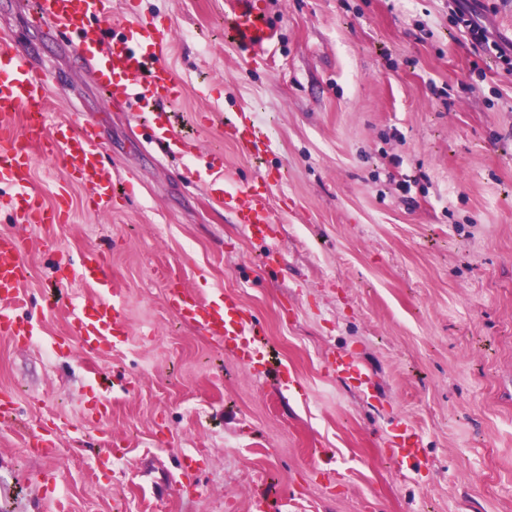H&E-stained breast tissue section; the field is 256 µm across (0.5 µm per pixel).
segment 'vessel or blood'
Wrapping results in <instances>:
<instances>
[{"label": "vessel or blood", "instance_id": "b4317fda", "mask_svg": "<svg viewBox=\"0 0 512 512\" xmlns=\"http://www.w3.org/2000/svg\"><path fill=\"white\" fill-rule=\"evenodd\" d=\"M227 16L230 37L247 51L271 44L276 36L267 10V0H230ZM111 0H37V12L53 29L68 39V46L80 69L108 92V104H122L140 112L154 113L150 138L164 154L191 155L196 146L176 136L165 117L167 104L178 100L184 87L177 82L166 57L172 45L169 30L137 19L112 32L105 24ZM49 71H34L25 51L18 46L0 49V193L5 206L21 224L53 222L40 196L31 188L34 165L32 145L53 135L66 174L83 183L91 193L93 206L111 211L117 203L112 179L104 172V158L94 127L78 130L52 127L46 112ZM24 113V134H16L11 123ZM225 203L235 210L239 223L249 233L265 236L269 219L266 191L248 184L225 194ZM80 277L95 287L93 296L74 306L71 330L85 352L96 354L115 348L128 335L123 293L106 275L104 258L95 249L85 251L78 263ZM27 274L19 241L0 235V336L16 343H28L39 324L32 316H19L4 309L3 301L14 299ZM166 301L178 317L218 338L225 349L246 365L265 364V352L254 336V326L239 298L224 294L204 298L179 287L167 289ZM423 446L419 433L402 434L391 449L393 457L405 460Z\"/></svg>", "mask_w": 512, "mask_h": 512}]
</instances>
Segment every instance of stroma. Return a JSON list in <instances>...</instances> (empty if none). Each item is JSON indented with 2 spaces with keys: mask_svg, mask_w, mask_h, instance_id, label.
Here are the masks:
<instances>
[{
  "mask_svg": "<svg viewBox=\"0 0 512 512\" xmlns=\"http://www.w3.org/2000/svg\"><path fill=\"white\" fill-rule=\"evenodd\" d=\"M224 2L112 0V28L173 32V128L199 147L174 158L148 146L141 113L105 106L32 0H0V46L52 70L51 119L94 124L130 190L96 211L37 145L31 187L67 200L59 223L0 212L30 271L18 310L39 322L30 343L0 337V393L27 424L0 422V512L58 497L67 512H252L261 489L282 512H512V63L452 23L453 0H268L278 38L251 61L224 35ZM471 7L512 47V0ZM229 117L263 129L261 159L226 136ZM214 157L225 190L269 182L273 239L195 181ZM89 249L130 325L95 356L70 329L94 293L77 268ZM170 271L201 296L238 294L304 393L183 322ZM340 354L373 393L328 369ZM46 420L50 455L30 446ZM405 425L424 448L398 466Z\"/></svg>",
  "mask_w": 512,
  "mask_h": 512,
  "instance_id": "35a3bbf8",
  "label": "stroma"
}]
</instances>
